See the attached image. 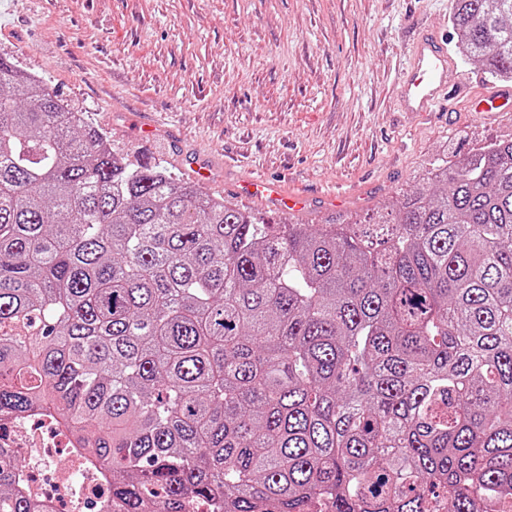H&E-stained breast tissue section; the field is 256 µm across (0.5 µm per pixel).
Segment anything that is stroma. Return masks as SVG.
<instances>
[{
    "instance_id": "stroma-1",
    "label": "stroma",
    "mask_w": 512,
    "mask_h": 512,
    "mask_svg": "<svg viewBox=\"0 0 512 512\" xmlns=\"http://www.w3.org/2000/svg\"><path fill=\"white\" fill-rule=\"evenodd\" d=\"M450 0H0V57L88 113L114 149L278 223L399 204L433 163L512 139V114L396 109L413 34L457 37ZM161 126L151 139L140 128ZM249 176L309 197L234 199Z\"/></svg>"
}]
</instances>
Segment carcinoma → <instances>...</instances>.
Segmentation results:
<instances>
[{
    "label": "carcinoma",
    "mask_w": 512,
    "mask_h": 512,
    "mask_svg": "<svg viewBox=\"0 0 512 512\" xmlns=\"http://www.w3.org/2000/svg\"><path fill=\"white\" fill-rule=\"evenodd\" d=\"M512 78V0H450ZM397 208L271 224L133 164L0 57V413L53 409L103 512H508L512 140ZM0 447V512H53Z\"/></svg>",
    "instance_id": "1"
}]
</instances>
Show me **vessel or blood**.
Segmentation results:
<instances>
[{
  "mask_svg": "<svg viewBox=\"0 0 512 512\" xmlns=\"http://www.w3.org/2000/svg\"><path fill=\"white\" fill-rule=\"evenodd\" d=\"M452 64L448 44L436 29L424 27L414 36L409 48V70L399 90V109L427 115L435 112L448 94L447 74ZM476 112L496 113L512 110V87L482 94L472 103ZM239 195L265 199L274 210H293L301 206L300 196L288 193L280 182L251 178L241 182Z\"/></svg>",
  "mask_w": 512,
  "mask_h": 512,
  "instance_id": "obj_1",
  "label": "vessel or blood"
}]
</instances>
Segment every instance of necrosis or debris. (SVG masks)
I'll list each match as a JSON object with an SVG mask.
<instances>
[{"mask_svg":"<svg viewBox=\"0 0 512 512\" xmlns=\"http://www.w3.org/2000/svg\"><path fill=\"white\" fill-rule=\"evenodd\" d=\"M0 446L21 453L26 460L21 479L27 493L50 504L54 512H103L104 470L86 462L74 433L53 413L1 417Z\"/></svg>","mask_w":512,"mask_h":512,"instance_id":"necrosis-or-debris-1","label":"necrosis or debris"}]
</instances>
